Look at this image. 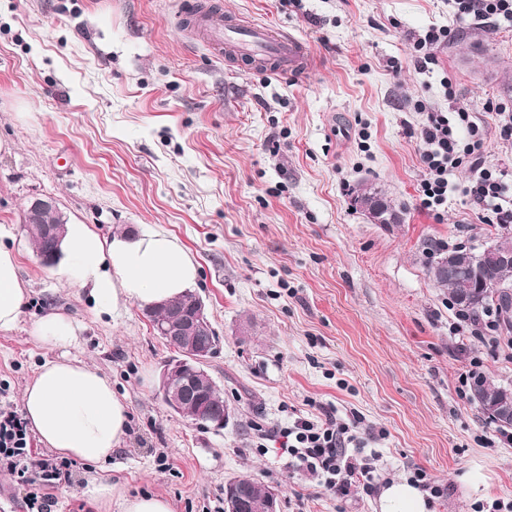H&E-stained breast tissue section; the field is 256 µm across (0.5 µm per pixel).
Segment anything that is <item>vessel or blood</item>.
<instances>
[{"mask_svg": "<svg viewBox=\"0 0 512 512\" xmlns=\"http://www.w3.org/2000/svg\"><path fill=\"white\" fill-rule=\"evenodd\" d=\"M211 48L223 51L237 65L259 69L274 65L276 70L302 74L308 68V54L295 37L274 32L266 25L244 24L230 19L202 20Z\"/></svg>", "mask_w": 512, "mask_h": 512, "instance_id": "1", "label": "vessel or blood"}]
</instances>
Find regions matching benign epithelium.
<instances>
[{"mask_svg":"<svg viewBox=\"0 0 512 512\" xmlns=\"http://www.w3.org/2000/svg\"><path fill=\"white\" fill-rule=\"evenodd\" d=\"M47 211L59 212L54 199H34L23 214L22 228L27 237L54 244L61 237L64 225L39 222ZM487 256L499 267H512L511 244H495L488 248ZM144 314L159 322L160 336L179 352V357L167 363L160 375L159 391L169 408L180 417L206 428H224L233 411L227 406L218 410L208 401L215 383L206 370L213 349L200 339L207 323L202 299L190 291L177 303L147 305ZM278 507L279 495L271 488L265 490L261 501H256L249 479L239 478L224 487V512H278Z\"/></svg>","mask_w":512,"mask_h":512,"instance_id":"1","label":"benign epithelium"}]
</instances>
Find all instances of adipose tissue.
I'll use <instances>...</instances> for the list:
<instances>
[{"label":"adipose tissue","instance_id":"obj_1","mask_svg":"<svg viewBox=\"0 0 512 512\" xmlns=\"http://www.w3.org/2000/svg\"><path fill=\"white\" fill-rule=\"evenodd\" d=\"M13 229L0 225V331L21 321L26 290L11 244ZM56 266L72 284L88 291L98 312L120 304L148 305L174 299L195 286L199 267L174 237L155 230L125 232L103 240L89 225L69 223L57 249ZM80 327L69 316L51 312L32 326L33 336L52 348L76 346ZM25 416L42 441L62 457L98 466L111 460L127 435L129 408L111 381L79 360L45 361L24 389ZM83 495L98 512H172L168 500L151 494L128 495L121 483L87 480ZM380 512H430L425 495L408 481L385 487Z\"/></svg>","mask_w":512,"mask_h":512}]
</instances>
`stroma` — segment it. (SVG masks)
Masks as SVG:
<instances>
[{
    "instance_id": "1",
    "label": "stroma",
    "mask_w": 512,
    "mask_h": 512,
    "mask_svg": "<svg viewBox=\"0 0 512 512\" xmlns=\"http://www.w3.org/2000/svg\"><path fill=\"white\" fill-rule=\"evenodd\" d=\"M183 0H0V224L29 290L19 325L0 332L9 399L60 357L31 334L57 310L82 332L69 357L97 368L130 408L124 443L99 467L173 512H224V487L250 477L280 512H379L362 485L334 496L290 476L279 440L254 446V425L358 413L362 454L382 479L415 469L444 488L431 512H478L512 499V445L460 378L512 387V333L461 354L446 289L428 273L425 241L470 247L479 223L452 194L435 221L419 207L425 171L417 101L447 110L443 87L483 122L501 162L488 101L512 98V30L454 21L453 0H220L225 16L288 31L312 68L288 77L229 67L179 18ZM456 24L436 62L414 66L415 39ZM404 205L400 224L354 206L362 187ZM36 197L101 237L168 233L201 267L195 287L221 343L206 369L234 413L205 429L159 392L175 348L141 305L99 314L85 290L39 262L20 231Z\"/></svg>"
}]
</instances>
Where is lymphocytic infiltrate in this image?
<instances>
[{"mask_svg":"<svg viewBox=\"0 0 512 512\" xmlns=\"http://www.w3.org/2000/svg\"><path fill=\"white\" fill-rule=\"evenodd\" d=\"M455 15L476 25L512 26V0H454ZM420 120L409 134L418 146L426 172L420 184V205L441 218L452 186L451 172L465 168L469 177L463 196L483 224L512 225V169L488 163L487 136L473 112L449 96L447 111L418 104ZM293 472L320 477L325 488L345 497L353 484L372 487L374 468L369 459L350 452L359 443L355 427L338 422L332 412L319 419L296 418L279 431ZM0 468L11 472L25 494L26 512H52L57 490L69 485L68 462L45 458L33 447L27 424L0 387Z\"/></svg>","mask_w":512,"mask_h":512,"instance_id":"1","label":"lymphocytic infiltrate"}]
</instances>
